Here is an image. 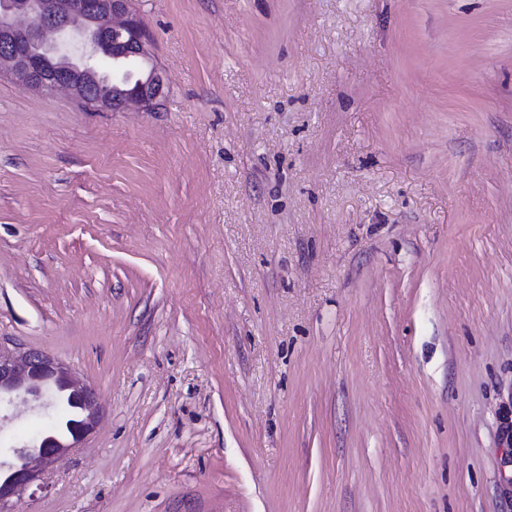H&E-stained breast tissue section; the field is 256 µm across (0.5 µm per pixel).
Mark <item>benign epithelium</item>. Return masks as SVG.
I'll list each match as a JSON object with an SVG mask.
<instances>
[{"label": "benign epithelium", "instance_id": "1", "mask_svg": "<svg viewBox=\"0 0 512 512\" xmlns=\"http://www.w3.org/2000/svg\"><path fill=\"white\" fill-rule=\"evenodd\" d=\"M131 0H0V75L45 95L68 91L96 112L155 111L167 95ZM53 399L75 413L0 463V512L43 471L80 447L99 422L96 389L39 349L0 346V402Z\"/></svg>", "mask_w": 512, "mask_h": 512}]
</instances>
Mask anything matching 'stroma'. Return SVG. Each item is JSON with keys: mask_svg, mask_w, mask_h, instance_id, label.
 <instances>
[{"mask_svg": "<svg viewBox=\"0 0 512 512\" xmlns=\"http://www.w3.org/2000/svg\"><path fill=\"white\" fill-rule=\"evenodd\" d=\"M131 6L159 110L0 76V345L101 409L14 512H512V0Z\"/></svg>", "mask_w": 512, "mask_h": 512, "instance_id": "obj_1", "label": "stroma"}]
</instances>
